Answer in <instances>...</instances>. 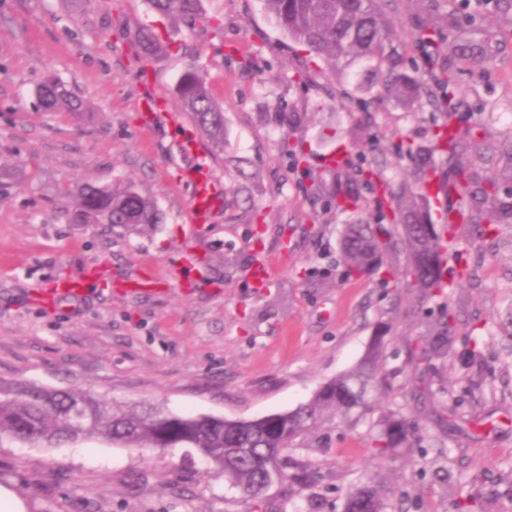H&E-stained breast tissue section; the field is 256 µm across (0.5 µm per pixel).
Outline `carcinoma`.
<instances>
[{
	"mask_svg": "<svg viewBox=\"0 0 512 512\" xmlns=\"http://www.w3.org/2000/svg\"><path fill=\"white\" fill-rule=\"evenodd\" d=\"M151 11L168 20L194 23L204 19L202 0H146ZM265 11L282 32L309 53L331 66L362 60L369 64L366 81L379 83L396 96H407L411 78L402 71V53L386 48L389 33L381 4L384 0H262ZM417 39L427 48L425 65L434 69L441 55L443 38L435 25L419 28ZM135 41L147 54L165 51L148 30L139 27ZM416 90L428 104L444 115L433 129L428 144L404 139L397 146L401 158H409L420 182L439 183L448 194L460 193L462 220L485 223L491 233L497 223L512 219V202L502 200L495 183L477 182L475 173L463 165L444 168L441 157H454L470 146L468 133L454 126L451 115L458 105L454 74L442 70L433 84L416 82ZM177 94L200 132L219 147L224 141L223 108L214 101L204 77L192 67L182 76ZM47 112L80 115L84 101L64 83L48 79L37 90ZM366 186L373 197L365 201L359 188ZM396 199L402 214L400 228L381 224L386 219L387 198ZM336 206L371 207L379 223L353 224L342 239V261L351 274H372L387 264L396 238L405 245L406 264L399 274L409 286L426 296L442 292L443 266L451 258L460 279L472 276L464 252L456 248L457 236L448 225L446 251L436 225L424 221L409 190L397 195L376 167H361L340 194ZM72 219L81 224H156L154 202L129 185L115 190L91 177L83 179L73 200ZM455 315L446 307L429 331L419 359L446 362L454 352L457 336ZM383 337L375 338L360 362L350 371L327 382L306 405L249 421L226 420L214 415H179L150 404L120 406L87 389H59L24 380L0 379V441L7 438L22 447L62 448L84 441H102L128 448H198L233 484L248 493L261 492L262 466L267 458L281 461V481L301 484L308 464L299 459L305 451L303 438L322 422L334 419L355 423L370 410L371 392L381 384ZM376 448L382 456L400 448H419L424 439L414 424L400 412L390 410L380 421ZM483 492L474 490L455 501V512H477ZM345 512H409L392 490L371 478L346 494Z\"/></svg>",
	"mask_w": 512,
	"mask_h": 512,
	"instance_id": "cac0c4a2",
	"label": "carcinoma"
}]
</instances>
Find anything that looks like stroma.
Instances as JSON below:
<instances>
[{
    "label": "stroma",
    "mask_w": 512,
    "mask_h": 512,
    "mask_svg": "<svg viewBox=\"0 0 512 512\" xmlns=\"http://www.w3.org/2000/svg\"><path fill=\"white\" fill-rule=\"evenodd\" d=\"M211 26L173 24L146 0H0V164L26 166L23 187L0 190V378L83 388L119 403L176 414L252 420L309 403L384 337L388 386L351 425L322 424L304 438L309 485L276 483L253 497L230 486L195 448L136 449L99 441L74 448L0 443V486L28 512H344L346 492L378 476L421 512H454L481 476L486 512H512V223L493 233L458 227L473 275L428 298L387 272L347 275L345 225L373 210H340L334 192L373 161L400 184L410 167L395 147L426 143L441 122L425 101L360 86L362 64L332 68L282 33L261 0H203ZM403 70L423 75L418 23L444 28L442 64L456 73L454 122L481 151L460 156L478 178L512 193V0H390ZM151 26L167 52L143 54L130 30ZM478 64L461 67L469 41ZM200 69L224 109V145L183 156L180 129L141 123L144 98L183 113L176 86ZM49 76L88 110L43 111ZM206 165L225 191L203 226L189 211L185 168ZM132 183L157 205L148 226L78 224L72 193L85 175ZM263 263L273 283L252 287ZM85 294L54 312L36 301L62 279ZM450 304L455 355L429 369L409 362L439 308ZM481 338L478 361L466 337ZM416 418L444 447L378 456L388 410Z\"/></svg>",
    "instance_id": "35a3bbf8"
}]
</instances>
